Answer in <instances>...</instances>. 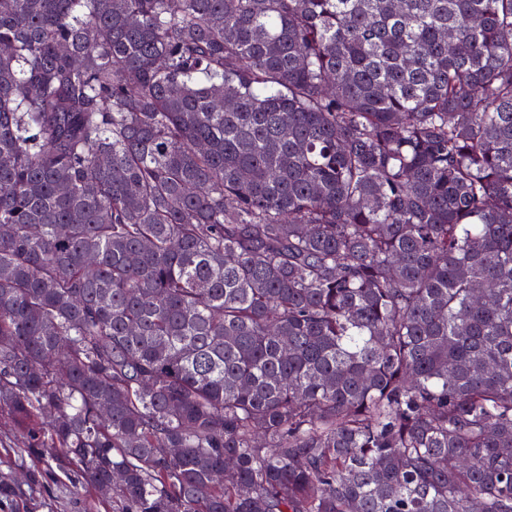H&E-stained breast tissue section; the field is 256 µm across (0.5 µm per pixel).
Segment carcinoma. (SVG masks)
<instances>
[{"instance_id":"carcinoma-1","label":"carcinoma","mask_w":512,"mask_h":512,"mask_svg":"<svg viewBox=\"0 0 512 512\" xmlns=\"http://www.w3.org/2000/svg\"><path fill=\"white\" fill-rule=\"evenodd\" d=\"M2 410L112 512H512V0H0Z\"/></svg>"}]
</instances>
